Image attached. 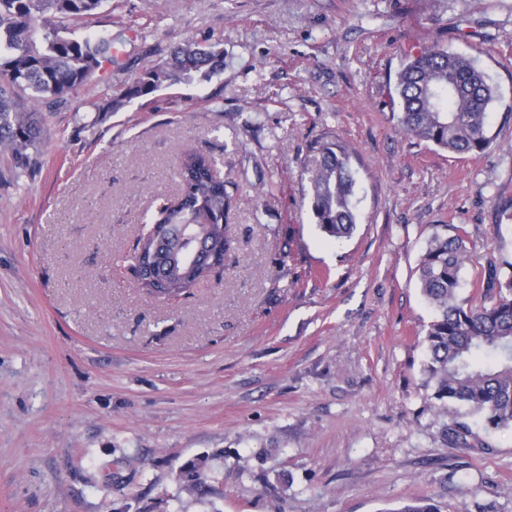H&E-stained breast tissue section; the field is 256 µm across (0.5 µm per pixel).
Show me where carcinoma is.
Instances as JSON below:
<instances>
[{
	"instance_id": "obj_1",
	"label": "carcinoma",
	"mask_w": 512,
	"mask_h": 512,
	"mask_svg": "<svg viewBox=\"0 0 512 512\" xmlns=\"http://www.w3.org/2000/svg\"><path fill=\"white\" fill-rule=\"evenodd\" d=\"M103 0H0V148L11 152L17 166L36 163L40 138L36 105H67L78 91L98 78L101 65L112 61V36L75 31L56 19L85 22ZM224 67L223 52L214 45L187 43L174 48L161 66L144 71L126 90L128 99L154 93L164 83H191L210 78ZM398 129L450 153L477 156L493 144L489 111L497 90L486 73L460 54L434 44L407 60L396 74ZM306 170L311 209L321 231L340 241L357 224L354 203L356 170L347 148L325 141ZM214 159L185 153L176 176L181 192L160 210L158 231L140 239L133 256L140 265L141 287L178 295L215 265L189 267L180 261L155 282L145 275V260L159 236L189 228L229 256L225 235L231 195L215 175ZM465 231H434L417 264L418 287L433 308L422 338L430 406L463 404L478 415L487 430L512 427V262L492 266L482 301L466 306L458 299L465 256ZM441 435L457 448H472L465 423L443 424ZM392 512H438L431 498L408 499Z\"/></svg>"
}]
</instances>
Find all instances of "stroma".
Masks as SVG:
<instances>
[{"instance_id": "1", "label": "stroma", "mask_w": 512, "mask_h": 512, "mask_svg": "<svg viewBox=\"0 0 512 512\" xmlns=\"http://www.w3.org/2000/svg\"><path fill=\"white\" fill-rule=\"evenodd\" d=\"M86 29L117 58L40 107L35 168L0 150V512H512V429L429 404L416 274L438 224L466 231L465 304L512 261V0H105ZM189 41L218 77L125 99ZM434 44L497 89L479 156L397 128L388 86ZM323 139L357 170L339 242L304 173ZM188 149L227 183L232 251L158 301L130 255ZM455 419L481 448L445 444ZM192 462L206 493L179 487Z\"/></svg>"}]
</instances>
